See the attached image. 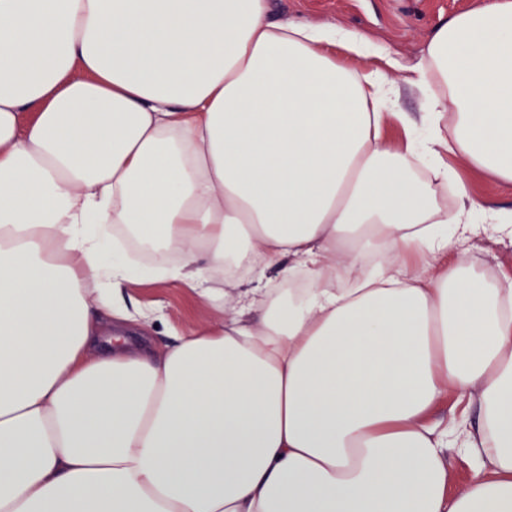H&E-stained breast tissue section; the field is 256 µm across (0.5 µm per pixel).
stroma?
<instances>
[{
    "label": "stroma",
    "mask_w": 512,
    "mask_h": 512,
    "mask_svg": "<svg viewBox=\"0 0 512 512\" xmlns=\"http://www.w3.org/2000/svg\"><path fill=\"white\" fill-rule=\"evenodd\" d=\"M484 0H268L270 22H338L364 32L392 57L413 65L434 28L451 17L480 7ZM449 166L471 193L491 206L512 211V187L473 169L459 158ZM465 262L490 283L512 281V236L477 231L466 244ZM124 297L135 308L152 312L146 324H131L128 335L140 343L161 348L175 330L188 325L218 322L219 314L209 302L178 282H158L136 277L126 283Z\"/></svg>",
    "instance_id": "35a3bbf8"
}]
</instances>
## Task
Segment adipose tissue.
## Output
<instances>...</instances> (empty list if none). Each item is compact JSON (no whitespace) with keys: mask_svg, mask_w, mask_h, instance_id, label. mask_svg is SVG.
<instances>
[{"mask_svg":"<svg viewBox=\"0 0 512 512\" xmlns=\"http://www.w3.org/2000/svg\"><path fill=\"white\" fill-rule=\"evenodd\" d=\"M267 13L0 0V512H512V282L448 262L512 216L446 162L512 183V0L409 67L422 138L386 68L330 55L362 33ZM116 226L182 262L140 269ZM142 273L223 319L94 353ZM451 394L478 407L454 495ZM465 402L460 401L456 395H449L441 405L435 408L431 414L432 421L444 427L459 425L464 419ZM472 460L457 448L448 452V490L451 494L464 489L471 477Z\"/></svg>","mask_w":512,"mask_h":512,"instance_id":"ef3b65f1","label":"adipose tissue"}]
</instances>
